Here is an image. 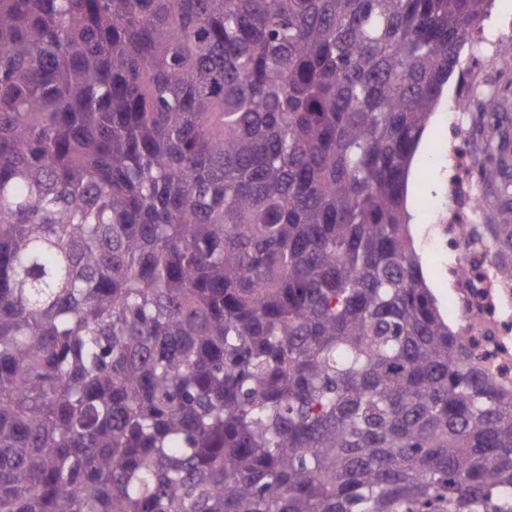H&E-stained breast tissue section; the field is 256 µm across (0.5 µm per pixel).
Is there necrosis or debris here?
<instances>
[{
	"label": "necrosis or debris",
	"mask_w": 512,
	"mask_h": 512,
	"mask_svg": "<svg viewBox=\"0 0 512 512\" xmlns=\"http://www.w3.org/2000/svg\"><path fill=\"white\" fill-rule=\"evenodd\" d=\"M466 105L456 102L449 117L455 135L452 159L455 174L451 182L453 205L441 232L455 258L448 276L449 306L461 318V331L483 364L499 378H512V290L495 278L488 250L477 248L459 233V227L472 223L482 204L473 190L471 160L468 154Z\"/></svg>",
	"instance_id": "1"
}]
</instances>
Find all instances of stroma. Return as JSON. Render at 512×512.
Wrapping results in <instances>:
<instances>
[{
    "label": "stroma",
    "instance_id": "stroma-1",
    "mask_svg": "<svg viewBox=\"0 0 512 512\" xmlns=\"http://www.w3.org/2000/svg\"><path fill=\"white\" fill-rule=\"evenodd\" d=\"M476 55L490 64L503 57L512 58V0H494L490 14L465 44L461 62L466 69L463 74L450 78L412 166L415 186L408 198L412 235L423 273L432 282V291L444 319L452 325L458 318L448 307L451 259L439 226L452 203L449 195L452 163L448 158L451 144L448 112L458 96L474 94V111L491 109L498 117L497 124L473 131L476 161H483L485 147L490 143L502 147L507 160L498 182L478 187L483 200L481 221L485 224H512V194L503 191L504 186L512 187V70L498 71L495 88L476 87L475 75L468 68Z\"/></svg>",
    "mask_w": 512,
    "mask_h": 512
}]
</instances>
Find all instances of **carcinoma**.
I'll return each instance as SVG.
<instances>
[{"mask_svg": "<svg viewBox=\"0 0 512 512\" xmlns=\"http://www.w3.org/2000/svg\"><path fill=\"white\" fill-rule=\"evenodd\" d=\"M491 2L0 0V512H512L406 209Z\"/></svg>", "mask_w": 512, "mask_h": 512, "instance_id": "cac0c4a2", "label": "carcinoma"}]
</instances>
